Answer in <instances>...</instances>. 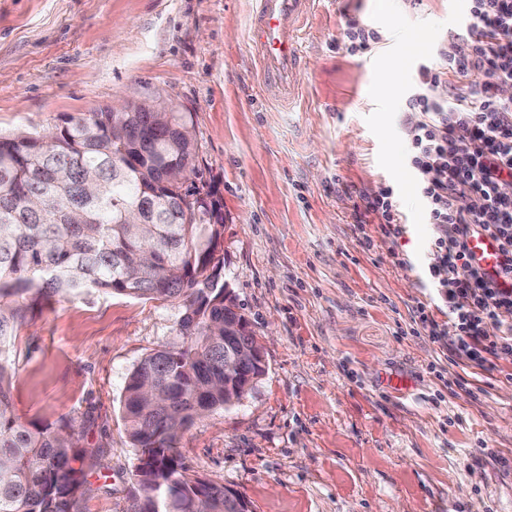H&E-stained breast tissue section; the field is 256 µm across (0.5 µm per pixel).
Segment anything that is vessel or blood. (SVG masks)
Segmentation results:
<instances>
[{
    "instance_id": "b4317fda",
    "label": "vessel or blood",
    "mask_w": 512,
    "mask_h": 512,
    "mask_svg": "<svg viewBox=\"0 0 512 512\" xmlns=\"http://www.w3.org/2000/svg\"><path fill=\"white\" fill-rule=\"evenodd\" d=\"M315 4L316 0H255L247 36L256 56L259 87L275 100L290 103L298 94L301 38ZM468 246L483 265H494L497 249L488 235L470 238Z\"/></svg>"
}]
</instances>
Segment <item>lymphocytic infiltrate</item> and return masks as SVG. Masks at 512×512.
<instances>
[{
  "label": "lymphocytic infiltrate",
  "mask_w": 512,
  "mask_h": 512,
  "mask_svg": "<svg viewBox=\"0 0 512 512\" xmlns=\"http://www.w3.org/2000/svg\"><path fill=\"white\" fill-rule=\"evenodd\" d=\"M465 27L454 54L420 67L407 138L436 228L428 277L456 328L451 362L491 371L512 360V197L499 192L512 182V100L498 94L512 83V0H466ZM445 85L451 96L440 95ZM473 196L481 209L467 207ZM481 233L500 245L490 272L468 248Z\"/></svg>",
  "instance_id": "f902f5d3"
}]
</instances>
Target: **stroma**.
<instances>
[{
	"mask_svg": "<svg viewBox=\"0 0 512 512\" xmlns=\"http://www.w3.org/2000/svg\"><path fill=\"white\" fill-rule=\"evenodd\" d=\"M253 6L0 0V133L53 132L139 98L190 113L197 183L224 218L220 277L265 365L239 401L182 432L191 477L237 490L250 512H512V363L464 368L489 385L477 401L432 372L456 330L426 280L434 227L407 163V99L419 67L460 44V0H319L286 107L258 88ZM351 19L380 34L376 48L348 51ZM402 54L405 68H392ZM386 188L404 226L393 241L358 221L363 198ZM14 301L0 358L15 415L71 426L90 488L79 512H128L138 451L126 379L182 344L181 303L95 289ZM421 304L441 342L412 332Z\"/></svg>",
	"mask_w": 512,
	"mask_h": 512,
	"instance_id": "1",
	"label": "stroma"
}]
</instances>
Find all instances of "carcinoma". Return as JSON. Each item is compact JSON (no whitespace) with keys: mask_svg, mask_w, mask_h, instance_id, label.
I'll use <instances>...</instances> for the list:
<instances>
[{"mask_svg":"<svg viewBox=\"0 0 512 512\" xmlns=\"http://www.w3.org/2000/svg\"><path fill=\"white\" fill-rule=\"evenodd\" d=\"M135 105L117 116L69 117L48 135H0V354L18 314L21 288L66 294L81 288L148 299H179L180 347L155 350L127 377L122 413L138 449L129 512H224V486L190 477L179 461L180 433L197 418L233 404L224 397L222 224L182 206L161 189L154 157L198 193L196 145L178 127L185 112ZM73 436L30 428L11 403V375L0 360V512H75L84 495Z\"/></svg>","mask_w":512,"mask_h":512,"instance_id":"carcinoma-1","label":"carcinoma"}]
</instances>
